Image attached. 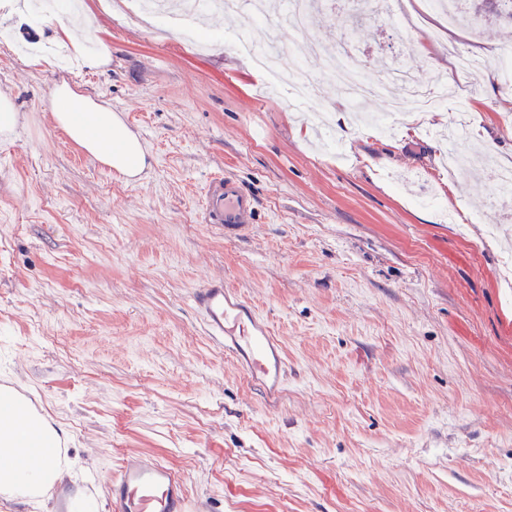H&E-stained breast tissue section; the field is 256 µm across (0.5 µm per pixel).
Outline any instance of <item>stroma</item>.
<instances>
[{"label": "stroma", "instance_id": "35a3bbf8", "mask_svg": "<svg viewBox=\"0 0 512 512\" xmlns=\"http://www.w3.org/2000/svg\"><path fill=\"white\" fill-rule=\"evenodd\" d=\"M83 0L78 28L105 41L103 70L33 66L13 46L48 31L0 22V90L18 124L0 140V375L41 398L65 453L108 504L123 459L146 454L187 482L190 512H512V200L489 171L512 166V80L497 63L512 19L470 0L449 26L423 0H388L352 23L339 9L311 39L284 19L212 15L198 45L125 0ZM410 50L413 80L466 98L472 124L444 168L436 128L454 106L386 136L358 120L388 101L296 98L295 63L327 69L349 27L351 65L385 76ZM254 37L277 56L258 71ZM482 57L476 75L452 61ZM103 98L147 151L129 180L51 121L60 79ZM224 171L255 199L238 241L203 223ZM223 278L288 357L285 390L262 389L209 336L195 290Z\"/></svg>", "mask_w": 512, "mask_h": 512}]
</instances>
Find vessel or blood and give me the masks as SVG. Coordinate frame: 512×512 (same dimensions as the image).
Masks as SVG:
<instances>
[{
    "mask_svg": "<svg viewBox=\"0 0 512 512\" xmlns=\"http://www.w3.org/2000/svg\"><path fill=\"white\" fill-rule=\"evenodd\" d=\"M204 223L214 225L225 239L244 236L253 222L252 198L232 176L213 175L201 200ZM193 301L209 336L218 341L243 372L269 397L284 384L286 356L265 319L233 289L216 278L195 290ZM31 424L43 421L40 403L0 378V388ZM188 498L181 475L165 464L141 457L127 458L112 477L109 512H187Z\"/></svg>",
    "mask_w": 512,
    "mask_h": 512,
    "instance_id": "1",
    "label": "vessel or blood"
}]
</instances>
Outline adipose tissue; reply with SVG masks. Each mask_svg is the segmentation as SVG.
Wrapping results in <instances>:
<instances>
[{"mask_svg":"<svg viewBox=\"0 0 512 512\" xmlns=\"http://www.w3.org/2000/svg\"><path fill=\"white\" fill-rule=\"evenodd\" d=\"M48 108L56 127L89 155L128 178L141 174L146 153L140 139L125 126L106 101L85 95L67 81L54 84ZM11 401L0 399V425H7L16 443L9 459L0 461V497L23 503L45 495L56 482L74 472L73 461L47 447L45 436L30 432L11 413Z\"/></svg>","mask_w":512,"mask_h":512,"instance_id":"ef3b65f1","label":"adipose tissue"}]
</instances>
